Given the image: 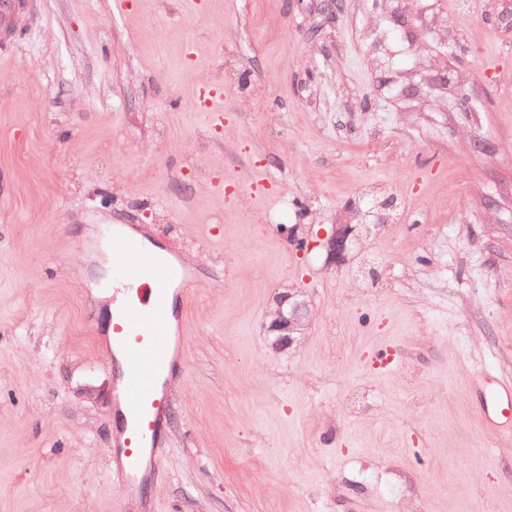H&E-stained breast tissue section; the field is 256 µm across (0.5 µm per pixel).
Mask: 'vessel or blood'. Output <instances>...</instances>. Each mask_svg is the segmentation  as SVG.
<instances>
[{"label": "vessel or blood", "mask_w": 512, "mask_h": 512, "mask_svg": "<svg viewBox=\"0 0 512 512\" xmlns=\"http://www.w3.org/2000/svg\"><path fill=\"white\" fill-rule=\"evenodd\" d=\"M102 242L120 278L139 292L137 299L117 306L112 314V350L122 358L126 410L113 453L120 460L123 493L129 499L160 467L156 425L165 405V372L175 360L173 283L178 272L125 225L110 226ZM477 381L485 386V405L512 420V381L490 383L482 375Z\"/></svg>", "instance_id": "b4317fda"}]
</instances>
